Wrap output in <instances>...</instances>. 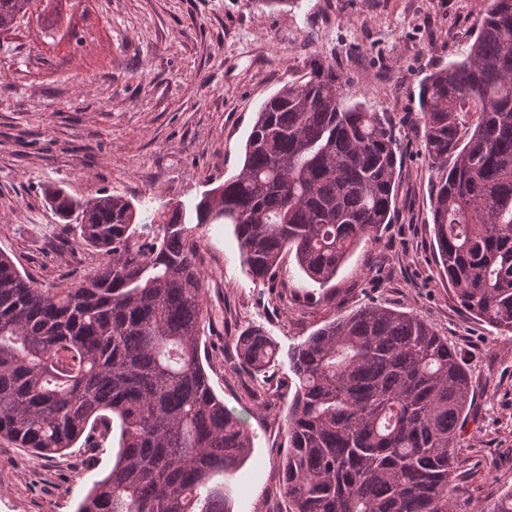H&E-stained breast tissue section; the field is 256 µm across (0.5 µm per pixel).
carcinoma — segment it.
<instances>
[{
  "mask_svg": "<svg viewBox=\"0 0 512 512\" xmlns=\"http://www.w3.org/2000/svg\"><path fill=\"white\" fill-rule=\"evenodd\" d=\"M33 0H0V33ZM331 62L266 100L222 197L139 223L135 203L49 192L103 260L82 281L39 288L0 252V438L53 457L118 436L112 468L77 512H230L224 483L247 457L244 422L213 390L197 230L232 224L253 280L286 255L330 288L363 241L392 222V119L348 103ZM424 153L437 173L434 246L472 316L512 332V0H490L458 59L419 85ZM265 373L279 348L259 327L234 337ZM296 391L281 461L288 512H461L451 487L471 380L448 340L411 312L369 306L288 352Z\"/></svg>",
  "mask_w": 512,
  "mask_h": 512,
  "instance_id": "cac0c4a2",
  "label": "carcinoma"
}]
</instances>
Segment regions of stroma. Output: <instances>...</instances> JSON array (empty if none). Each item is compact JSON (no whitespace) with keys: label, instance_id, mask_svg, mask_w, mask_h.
Instances as JSON below:
<instances>
[{"label":"stroma","instance_id":"1","mask_svg":"<svg viewBox=\"0 0 512 512\" xmlns=\"http://www.w3.org/2000/svg\"><path fill=\"white\" fill-rule=\"evenodd\" d=\"M485 0H53L0 34V251L38 287L81 281L99 255L64 241L45 192L134 199L141 217L191 203L240 168L260 105L313 59L334 62L347 99L385 112L401 139L396 208L361 243L331 295L310 293L293 257L275 287L255 282L229 224L199 231L215 328L207 373L251 436L225 483L232 512H287L283 418L295 393L286 353L328 321L380 305L430 323L464 354L474 388L454 484L463 512L512 490V333L471 316L433 246L435 174L421 145L419 83L472 39ZM77 29L83 42L71 40ZM262 327L280 347L264 380L243 371L234 336ZM111 445L45 458L0 438V512H76L111 468Z\"/></svg>","mask_w":512,"mask_h":512}]
</instances>
